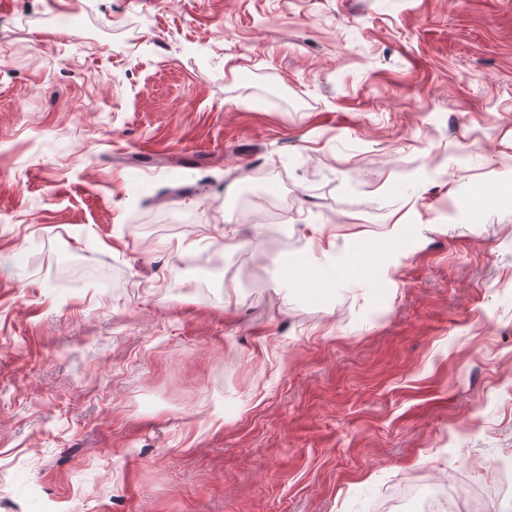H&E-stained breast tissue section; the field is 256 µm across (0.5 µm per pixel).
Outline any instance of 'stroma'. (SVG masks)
Listing matches in <instances>:
<instances>
[{
    "mask_svg": "<svg viewBox=\"0 0 512 512\" xmlns=\"http://www.w3.org/2000/svg\"><path fill=\"white\" fill-rule=\"evenodd\" d=\"M3 14L0 512H375L422 469L493 492L512 0ZM248 191L287 243L240 240ZM357 248L372 275L308 287Z\"/></svg>",
    "mask_w": 512,
    "mask_h": 512,
    "instance_id": "stroma-1",
    "label": "stroma"
}]
</instances>
